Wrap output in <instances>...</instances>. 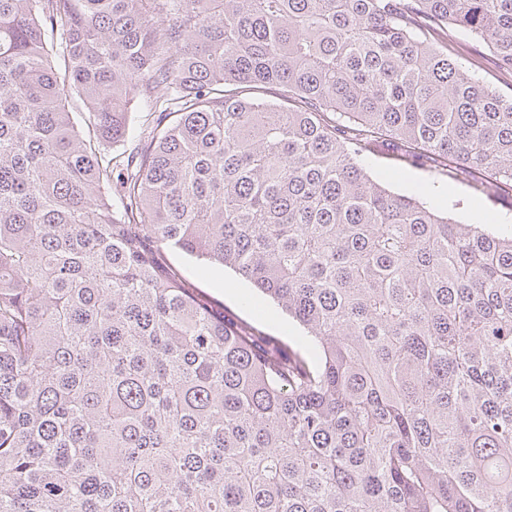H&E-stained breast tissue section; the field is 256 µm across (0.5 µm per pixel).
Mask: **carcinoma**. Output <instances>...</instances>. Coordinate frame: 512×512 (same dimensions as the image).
I'll return each mask as SVG.
<instances>
[{
  "label": "carcinoma",
  "mask_w": 512,
  "mask_h": 512,
  "mask_svg": "<svg viewBox=\"0 0 512 512\" xmlns=\"http://www.w3.org/2000/svg\"><path fill=\"white\" fill-rule=\"evenodd\" d=\"M461 33L512 73V0H0V512H512V226L363 165L512 186ZM169 259L200 293L224 308L226 317L292 344L288 339L294 329L291 319L232 270L204 264L179 252H171Z\"/></svg>",
  "instance_id": "1"
}]
</instances>
